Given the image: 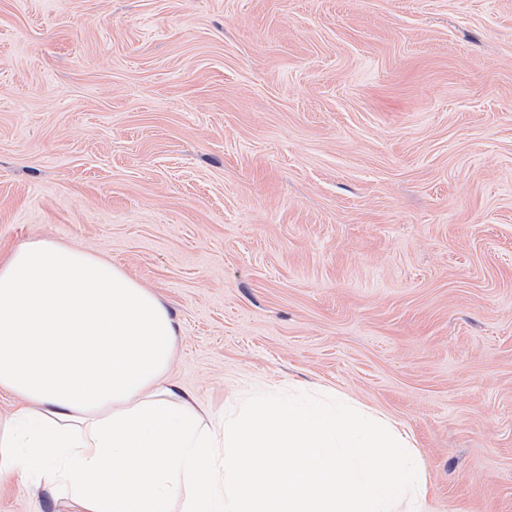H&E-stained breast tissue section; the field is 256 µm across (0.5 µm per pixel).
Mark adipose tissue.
I'll return each instance as SVG.
<instances>
[{
    "instance_id": "adipose-tissue-1",
    "label": "adipose tissue",
    "mask_w": 512,
    "mask_h": 512,
    "mask_svg": "<svg viewBox=\"0 0 512 512\" xmlns=\"http://www.w3.org/2000/svg\"><path fill=\"white\" fill-rule=\"evenodd\" d=\"M176 321L120 268L34 238L0 262V476L73 512H425L408 432L340 394L262 387L223 416L166 379Z\"/></svg>"
}]
</instances>
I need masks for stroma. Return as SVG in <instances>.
I'll list each match as a JSON object with an SVG mask.
<instances>
[{"label":"stroma","mask_w":512,"mask_h":512,"mask_svg":"<svg viewBox=\"0 0 512 512\" xmlns=\"http://www.w3.org/2000/svg\"><path fill=\"white\" fill-rule=\"evenodd\" d=\"M44 237L164 301L208 414L333 389L426 512H512V0H0V260Z\"/></svg>","instance_id":"stroma-1"}]
</instances>
